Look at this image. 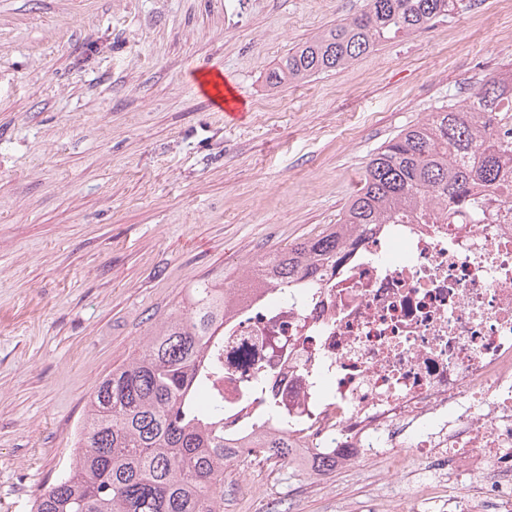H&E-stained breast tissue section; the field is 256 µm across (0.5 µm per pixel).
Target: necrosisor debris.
<instances>
[{"label": "necrosis or debris", "mask_w": 512, "mask_h": 512, "mask_svg": "<svg viewBox=\"0 0 512 512\" xmlns=\"http://www.w3.org/2000/svg\"><path fill=\"white\" fill-rule=\"evenodd\" d=\"M251 280L224 317L225 435L282 428L365 465L404 448L448 474L488 448V512H512V203L378 225L315 288Z\"/></svg>", "instance_id": "1"}]
</instances>
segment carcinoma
Listing matches in <instances>:
<instances>
[{
  "label": "carcinoma",
  "mask_w": 512,
  "mask_h": 512,
  "mask_svg": "<svg viewBox=\"0 0 512 512\" xmlns=\"http://www.w3.org/2000/svg\"><path fill=\"white\" fill-rule=\"evenodd\" d=\"M463 2L366 0L360 14L292 49L271 84L339 69L449 17ZM509 100L512 70L390 139L370 159L338 223L251 263L259 285H317L325 268L379 224H432L464 211L476 220L499 198L512 199L504 184L512 141L495 134L498 122L512 120L500 110ZM232 290L209 280L186 289L138 355L95 385L69 470L40 493L35 512H224V456L240 449L299 459L284 432L224 436V402L208 380L216 364L206 351ZM302 462L317 474L336 469V458L316 452Z\"/></svg>",
  "instance_id": "cac0c4a2"
}]
</instances>
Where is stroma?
Listing matches in <instances>:
<instances>
[{
	"label": "stroma",
	"instance_id": "1",
	"mask_svg": "<svg viewBox=\"0 0 512 512\" xmlns=\"http://www.w3.org/2000/svg\"><path fill=\"white\" fill-rule=\"evenodd\" d=\"M469 2L274 87L289 49L365 0H0V512H34L95 385L185 288L337 223L377 148L512 69V0ZM207 72L241 120L197 89ZM487 466L314 476L244 453L224 512H483Z\"/></svg>",
	"mask_w": 512,
	"mask_h": 512
}]
</instances>
